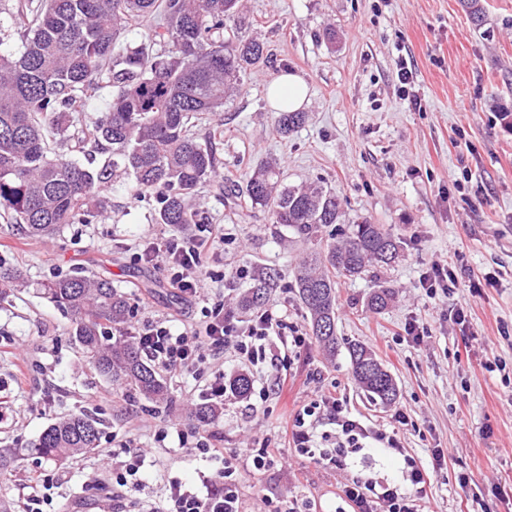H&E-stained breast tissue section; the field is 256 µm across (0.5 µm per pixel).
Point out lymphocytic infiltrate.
Instances as JSON below:
<instances>
[{"mask_svg": "<svg viewBox=\"0 0 512 512\" xmlns=\"http://www.w3.org/2000/svg\"><path fill=\"white\" fill-rule=\"evenodd\" d=\"M225 239L223 225L202 224L190 234L145 238L137 244L134 258L148 265L162 264L169 287L182 299H202L201 293L213 276L217 248ZM204 301L201 320L185 322L182 329H174L168 318L147 319L130 325L128 332L136 337L147 359L162 371L191 375L203 403L221 405L232 392L223 371L211 365L227 349L233 351L239 365L269 364L275 384L283 385L293 354L308 344L306 334L277 309L259 312L241 327L226 311L223 297ZM324 419L334 425V432L318 433L317 426ZM177 436L182 447L216 461V469L199 473L194 482L169 478L164 498L149 502L137 496L144 485L143 455L134 453L125 459L118 450H106V457L112 461L107 479L113 488V512H245L239 461L251 460L254 469L260 471L272 464L271 452L243 448L228 457L215 444L216 432L195 428L178 431ZM287 436L297 452L339 472L347 469L351 455L362 451L367 440L378 442L388 453L400 451L394 436L368 429L351 415L346 400L332 393L301 396ZM406 465V480L402 483L384 478H347L342 501L351 512H420L430 478L415 460H407Z\"/></svg>", "mask_w": 512, "mask_h": 512, "instance_id": "lymphocytic-infiltrate-1", "label": "lymphocytic infiltrate"}]
</instances>
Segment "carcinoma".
Returning <instances> with one entry per match:
<instances>
[{
  "instance_id": "1",
  "label": "carcinoma",
  "mask_w": 512,
  "mask_h": 512,
  "mask_svg": "<svg viewBox=\"0 0 512 512\" xmlns=\"http://www.w3.org/2000/svg\"><path fill=\"white\" fill-rule=\"evenodd\" d=\"M13 16L25 31L18 51L0 50V218L27 238L49 237L66 224H96L107 213L103 190L127 178L153 199L157 223H209L191 201L223 162L211 137L193 132L190 120L222 111L224 99L241 91V76L267 63L264 44L245 35V0H17ZM147 20L155 21L148 40L128 41L114 53L119 38ZM106 86L115 88L108 110L92 127L71 133L87 99ZM307 118L280 112L276 128L286 136ZM241 193L315 246L294 288L312 336L336 356V280L390 266L399 242L367 220L336 237L334 226L346 223L336 192L322 181L287 183L274 159L254 169L243 191L225 183L227 197ZM276 279L272 270L257 269L243 306L260 308ZM43 295L69 315L78 352L101 376L135 398L171 403L165 379L124 333L133 310L112 280L78 272L50 282ZM392 300L390 289L379 287L367 305L381 312ZM348 352L368 397L392 402L395 381L372 351L354 343ZM104 427L93 413H72L26 448H0V473L25 455L63 465L91 454Z\"/></svg>"
}]
</instances>
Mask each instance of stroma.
<instances>
[{
	"label": "stroma",
	"mask_w": 512,
	"mask_h": 512,
	"mask_svg": "<svg viewBox=\"0 0 512 512\" xmlns=\"http://www.w3.org/2000/svg\"><path fill=\"white\" fill-rule=\"evenodd\" d=\"M475 25L460 0H248L250 35L264 42L266 65L247 72L240 93L224 109L203 115L199 133L222 126V178L197 201L228 238L221 262L226 278L265 266L278 275L265 308L287 311L290 322L309 320L292 287L294 269L311 245L273 223L268 210L241 202L229 207L224 182L245 183L262 161L277 159L292 184L323 179L345 202L350 220L390 229L401 257L382 278L339 280L335 357L317 344L293 359L289 385L249 410L229 398L213 423L225 453L268 445L279 465L257 472L240 467L246 512L264 496L306 499L312 512H336L347 473L325 468L289 448L283 429L300 393L335 390L352 413L374 430L395 432L403 452L368 448L349 473L402 480L405 458L431 470V512H512V0H482ZM336 31L328 42L324 28ZM413 70L422 100L414 109L401 96L400 60ZM309 87L308 121L281 135L268 87L281 73ZM466 177L464 189L454 180ZM108 213L98 224H68L49 239H23L0 219V266L18 271L17 285L0 303V446L23 448L58 417L86 409L108 420L101 452L64 466L22 457L0 475V498L18 512L34 473L54 476V507L67 512H110L112 488L102 477V451L113 433L131 437L146 454L142 497L159 499L168 478L196 480L213 461L181 448L176 435L156 441L160 426H194L191 376H171L169 409L126 397L78 353L69 318L43 297L50 280L82 270L111 278L130 302L151 306L133 317L165 318L188 305L165 282L164 271L135 263L131 249L144 237L169 236L155 221L153 202L129 181L108 191ZM449 263L457 279L448 292L428 297L423 273ZM225 293L236 321L241 288ZM394 298L382 312L367 299L378 282ZM465 305L457 322L453 311ZM416 323L422 342L404 330ZM370 347L393 376L398 395L370 402L355 381L347 343ZM404 412L407 424L394 422ZM445 461L432 468L434 449Z\"/></svg>",
	"instance_id": "35a3bbf8"
}]
</instances>
